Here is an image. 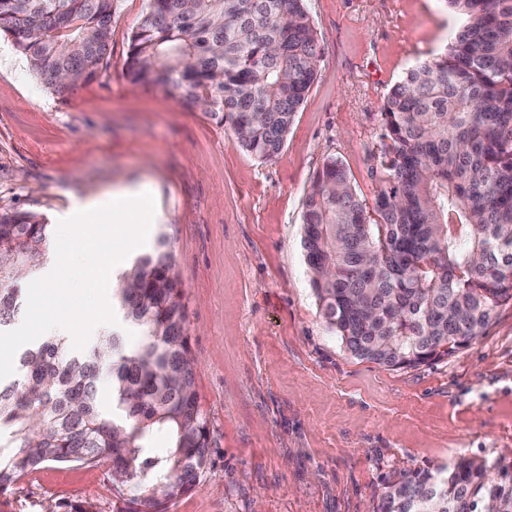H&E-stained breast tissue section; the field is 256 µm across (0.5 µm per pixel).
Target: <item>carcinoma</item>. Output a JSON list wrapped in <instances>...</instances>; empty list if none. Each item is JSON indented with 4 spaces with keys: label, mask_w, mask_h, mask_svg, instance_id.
<instances>
[{
    "label": "carcinoma",
    "mask_w": 512,
    "mask_h": 512,
    "mask_svg": "<svg viewBox=\"0 0 512 512\" xmlns=\"http://www.w3.org/2000/svg\"><path fill=\"white\" fill-rule=\"evenodd\" d=\"M117 0H0L41 83L68 89L102 71ZM306 0H147L126 76L161 87L276 158L317 75L321 47ZM464 17L448 47L390 90L381 189L361 200L326 158L304 204L301 247L327 323L356 358L396 369L450 356L512 301V0H445ZM49 225L0 210V332L22 318L21 285L49 258ZM112 309L139 331L134 348L104 332L87 350L50 336L20 350L0 381V494L41 464H110L130 492L119 512H167L208 460L209 421L190 362L183 291L161 235L112 282ZM112 410L100 406L103 382ZM169 437L164 452L155 435ZM461 458L388 484L378 512H512V473Z\"/></svg>",
    "instance_id": "obj_1"
}]
</instances>
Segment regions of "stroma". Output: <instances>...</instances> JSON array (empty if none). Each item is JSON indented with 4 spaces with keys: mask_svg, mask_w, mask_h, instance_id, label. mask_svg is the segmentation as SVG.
Returning <instances> with one entry per match:
<instances>
[{
    "mask_svg": "<svg viewBox=\"0 0 512 512\" xmlns=\"http://www.w3.org/2000/svg\"><path fill=\"white\" fill-rule=\"evenodd\" d=\"M146 0H118L100 76L59 95L0 36V210L50 227L78 205L145 182L149 241L166 235L199 361L207 464L169 512H377L389 481L463 457L512 470V302L451 356L393 369L353 357L309 284L302 214L327 157L358 196L379 183L381 107L462 25L444 0H307L322 58L279 155L259 160L227 126L124 75ZM124 505L106 462H48L0 496V512Z\"/></svg>",
    "mask_w": 512,
    "mask_h": 512,
    "instance_id": "35a3bbf8",
    "label": "stroma"
}]
</instances>
